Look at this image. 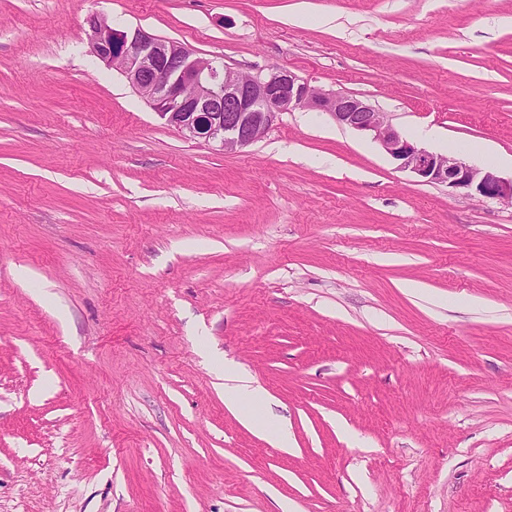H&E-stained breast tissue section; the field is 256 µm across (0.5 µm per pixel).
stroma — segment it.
<instances>
[{
	"instance_id": "stroma-1",
	"label": "stroma",
	"mask_w": 512,
	"mask_h": 512,
	"mask_svg": "<svg viewBox=\"0 0 512 512\" xmlns=\"http://www.w3.org/2000/svg\"><path fill=\"white\" fill-rule=\"evenodd\" d=\"M92 11L512 178V0H0V512H512V205L324 112L184 139Z\"/></svg>"
}]
</instances>
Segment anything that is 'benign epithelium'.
Returning <instances> with one entry per match:
<instances>
[{
    "label": "benign epithelium",
    "instance_id": "benign-epithelium-1",
    "mask_svg": "<svg viewBox=\"0 0 512 512\" xmlns=\"http://www.w3.org/2000/svg\"><path fill=\"white\" fill-rule=\"evenodd\" d=\"M81 33L94 57L119 71L187 140L236 152L263 138L282 114L314 109L372 135L400 169L425 182L512 203V180L418 146L400 134L387 113L353 95L326 92L279 66L241 72L220 57L198 56L141 27L115 26L96 11L87 16Z\"/></svg>",
    "mask_w": 512,
    "mask_h": 512
}]
</instances>
